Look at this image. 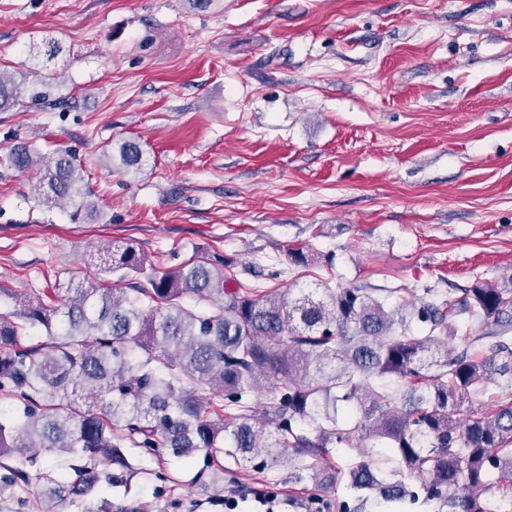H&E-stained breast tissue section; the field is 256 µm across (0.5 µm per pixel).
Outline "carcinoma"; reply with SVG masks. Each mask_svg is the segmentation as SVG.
<instances>
[{
	"mask_svg": "<svg viewBox=\"0 0 512 512\" xmlns=\"http://www.w3.org/2000/svg\"><path fill=\"white\" fill-rule=\"evenodd\" d=\"M64 53L60 41L43 40L29 73L54 81L49 64ZM24 93L23 82L0 74V112ZM118 155L125 173L141 170L136 142L123 141ZM9 161L39 170V205L79 196L75 216H100L71 155L21 145ZM102 252L99 275L132 281L131 292L71 277L60 307L19 294L0 311V459L13 460L0 488L27 490L30 468L58 454L75 478L48 463L37 474L41 493H66L76 512H124L101 484L135 476L137 449L159 461L203 456L190 483L217 498L220 455L288 466L322 491L336 483L332 449L372 441L394 468L384 472L367 452L349 467L348 487L363 503L421 496L436 512H489L483 492L496 480L512 504V400L471 408L488 384L512 387V290L477 282L456 302L392 306L358 286L228 288L224 259L160 271L131 246ZM460 317L491 329L461 335ZM414 324L423 335H412ZM27 325L43 327L48 343L22 344ZM457 338L461 352L431 354ZM316 500L317 512H351L346 501Z\"/></svg>",
	"mask_w": 512,
	"mask_h": 512,
	"instance_id": "obj_1",
	"label": "carcinoma"
}]
</instances>
